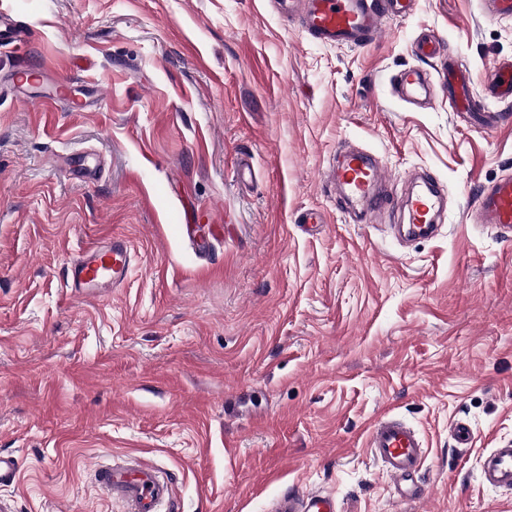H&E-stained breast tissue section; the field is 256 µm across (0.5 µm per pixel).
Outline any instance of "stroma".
<instances>
[{
	"instance_id": "35a3bbf8",
	"label": "stroma",
	"mask_w": 512,
	"mask_h": 512,
	"mask_svg": "<svg viewBox=\"0 0 512 512\" xmlns=\"http://www.w3.org/2000/svg\"><path fill=\"white\" fill-rule=\"evenodd\" d=\"M30 33L0 46V453L12 512H124L94 481L140 458L175 512H268L284 490L338 512H512L479 478L512 441V235L469 224L480 187L512 171V103L485 95L512 59V18L481 0H417L371 46L309 38L269 0H0ZM430 30L469 68L485 130L445 99L414 108L401 69L435 74ZM49 81L14 89L17 64ZM64 78L80 112L55 100ZM443 186L437 235L398 215L359 224L324 182L339 147ZM95 158L83 169L72 154ZM249 160L240 185L236 164ZM324 222L300 227L304 212ZM136 260L122 288L73 297L65 269L108 236ZM394 415L426 456L397 501L365 447ZM472 439L457 444L455 421Z\"/></svg>"
}]
</instances>
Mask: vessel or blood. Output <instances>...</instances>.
I'll use <instances>...</instances> for the list:
<instances>
[{
	"label": "vessel or blood",
	"mask_w": 512,
	"mask_h": 512,
	"mask_svg": "<svg viewBox=\"0 0 512 512\" xmlns=\"http://www.w3.org/2000/svg\"><path fill=\"white\" fill-rule=\"evenodd\" d=\"M274 6L295 7L301 25L316 41L355 48L374 42L386 21L414 13L415 0H272ZM27 34L6 13H0V46L24 48ZM443 97L452 111L470 114V75L458 59L445 62L438 76ZM394 93L409 103H429L432 92L423 71L409 66L392 81ZM489 96L512 100V60L498 61L490 70L486 85ZM331 178L347 202L367 221H374L386 208L376 189L386 173L368 155L348 151L338 161ZM442 192L436 179L421 174L408 196L403 218L412 235H429L442 206ZM471 223L486 224L512 233V177L505 175L481 187L470 207ZM135 253L127 240L115 236L89 246L70 263L66 282L74 296H88L98 288H119L128 279ZM370 455L382 463L396 498L408 502L419 495L415 477L423 463V444L417 432L392 418L377 420L367 436ZM481 479L495 487L512 488V442L492 449L483 462ZM97 484L113 498L123 501L126 512H161L171 502L173 489L158 468L131 460L107 465L95 472ZM271 512H338L334 495L321 490L287 491L274 502Z\"/></svg>",
	"instance_id": "vessel-or-blood-1"
}]
</instances>
